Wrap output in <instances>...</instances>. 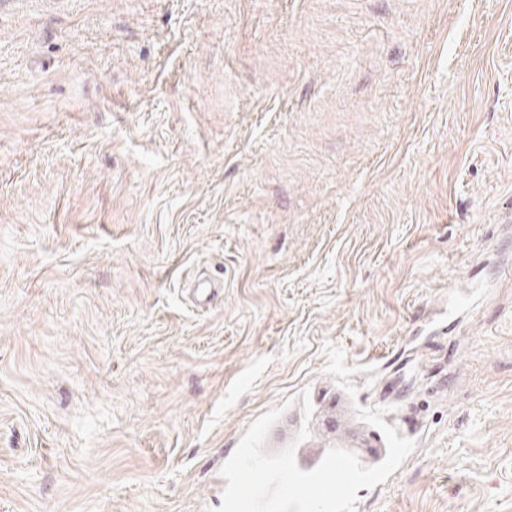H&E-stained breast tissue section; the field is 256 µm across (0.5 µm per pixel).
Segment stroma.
<instances>
[{
    "label": "stroma",
    "instance_id": "obj_1",
    "mask_svg": "<svg viewBox=\"0 0 512 512\" xmlns=\"http://www.w3.org/2000/svg\"><path fill=\"white\" fill-rule=\"evenodd\" d=\"M359 406L357 512H512V0H0V512H213Z\"/></svg>",
    "mask_w": 512,
    "mask_h": 512
}]
</instances>
